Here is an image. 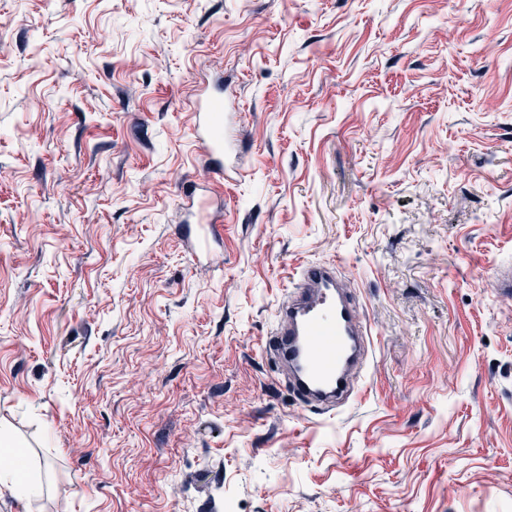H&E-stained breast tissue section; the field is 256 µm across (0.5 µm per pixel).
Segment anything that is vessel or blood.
Here are the masks:
<instances>
[{
	"label": "vessel or blood",
	"instance_id": "vessel-or-blood-1",
	"mask_svg": "<svg viewBox=\"0 0 512 512\" xmlns=\"http://www.w3.org/2000/svg\"><path fill=\"white\" fill-rule=\"evenodd\" d=\"M191 140L209 166L211 180L228 179L237 155L235 113L224 109V86L199 85L191 101ZM182 207L197 232L192 247L209 257L221 233L210 212L205 187L182 197ZM349 283L336 263H311L298 273L275 311V322L263 342L295 399L322 414L354 393L350 370L368 353V329L348 295Z\"/></svg>",
	"mask_w": 512,
	"mask_h": 512
}]
</instances>
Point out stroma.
Instances as JSON below:
<instances>
[{"mask_svg": "<svg viewBox=\"0 0 512 512\" xmlns=\"http://www.w3.org/2000/svg\"><path fill=\"white\" fill-rule=\"evenodd\" d=\"M0 40V432L43 487L0 512H512V0H0ZM204 79L247 115L207 260ZM332 260L373 356L329 416L260 339ZM194 186L186 191L182 197V207L188 214L189 223L196 224L197 232L192 241V247L198 255L208 258L211 245L219 235L222 226L214 224L213 214L210 213V205L207 202V186Z\"/></svg>", "mask_w": 512, "mask_h": 512, "instance_id": "stroma-1", "label": "stroma"}]
</instances>
